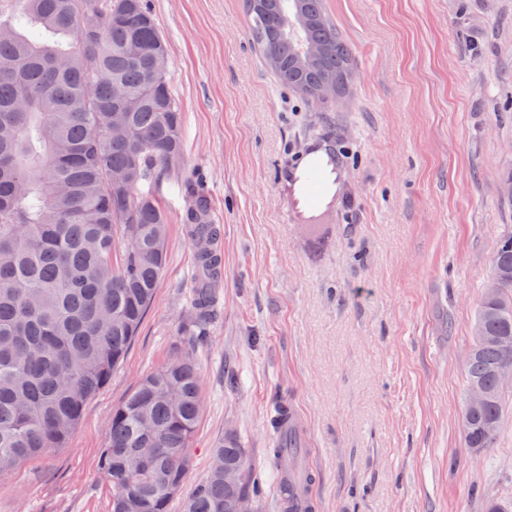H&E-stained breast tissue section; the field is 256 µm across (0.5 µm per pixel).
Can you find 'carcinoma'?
I'll return each mask as SVG.
<instances>
[{"instance_id": "1", "label": "carcinoma", "mask_w": 512, "mask_h": 512, "mask_svg": "<svg viewBox=\"0 0 512 512\" xmlns=\"http://www.w3.org/2000/svg\"><path fill=\"white\" fill-rule=\"evenodd\" d=\"M250 36L280 82L313 105L343 94L353 52L323 0H246ZM184 117L168 80V48L144 0H19L0 20V480L63 448L84 407L138 335L163 273L169 217L146 182L184 180ZM198 285L187 324L209 322L221 272L220 227L206 197L187 192ZM499 292L480 300L465 361L467 388L487 402L463 424L465 446L492 447L502 414L497 370L512 351V235L488 270ZM203 411L194 358L147 375L112 410L100 468L112 512H167L181 493ZM280 478L288 495L302 448ZM239 470L224 484L218 460ZM261 486L233 435L219 439L185 512H230Z\"/></svg>"}]
</instances>
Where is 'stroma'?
Masks as SVG:
<instances>
[{
	"label": "stroma",
	"instance_id": "1",
	"mask_svg": "<svg viewBox=\"0 0 512 512\" xmlns=\"http://www.w3.org/2000/svg\"><path fill=\"white\" fill-rule=\"evenodd\" d=\"M169 48L188 164L223 227L206 336L180 326L195 286L184 185L166 266L124 363L66 447L0 481V512H112L99 459L114 406L190 350L204 407L186 484L238 435L283 512L271 417L299 423L316 512H486L512 504V388L492 448H465V360L504 236L512 235V0H325L356 49L350 94L321 108L350 158L308 208L325 153L310 106L249 37L243 0H148Z\"/></svg>",
	"mask_w": 512,
	"mask_h": 512
}]
</instances>
